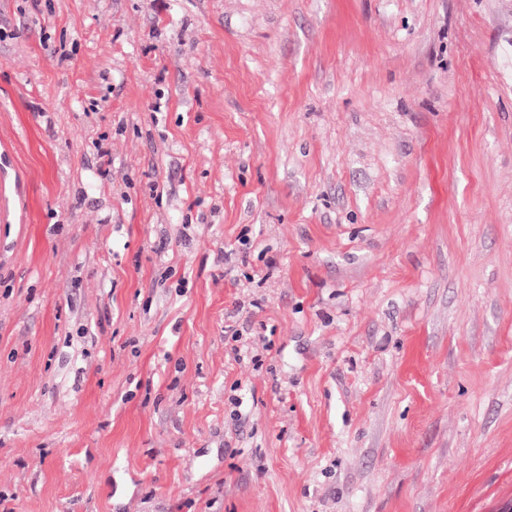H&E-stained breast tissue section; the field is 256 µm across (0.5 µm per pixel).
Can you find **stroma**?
I'll return each mask as SVG.
<instances>
[{"label": "stroma", "instance_id": "obj_1", "mask_svg": "<svg viewBox=\"0 0 512 512\" xmlns=\"http://www.w3.org/2000/svg\"><path fill=\"white\" fill-rule=\"evenodd\" d=\"M0 496L512 503V0H0Z\"/></svg>", "mask_w": 512, "mask_h": 512}]
</instances>
